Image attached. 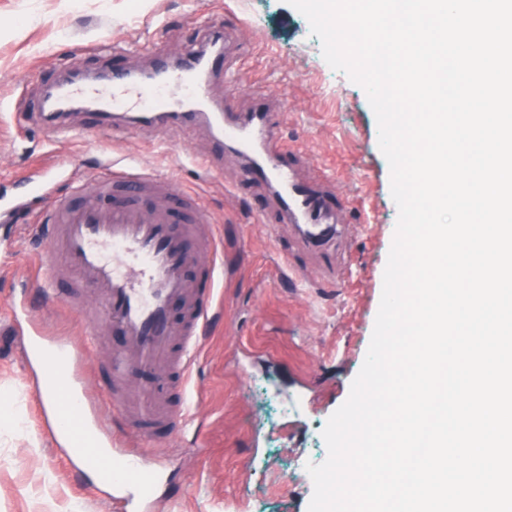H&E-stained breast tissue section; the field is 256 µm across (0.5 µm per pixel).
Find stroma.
Here are the masks:
<instances>
[{
  "mask_svg": "<svg viewBox=\"0 0 512 512\" xmlns=\"http://www.w3.org/2000/svg\"><path fill=\"white\" fill-rule=\"evenodd\" d=\"M224 25L238 30L243 64L219 94L245 108L257 87L271 90L285 104V138L332 170L336 188L369 217L352 228L347 287L307 288L288 276L293 258L319 277L317 257L297 250L287 226L255 223L253 209L271 214L275 206L264 189L237 186L232 153L213 169L198 166L211 155L207 126L94 131L75 111L66 118L73 137L52 143L33 111L47 74L76 59L90 72L104 68L108 54L87 57L83 46L106 32L136 44L131 65L139 68L149 52H179ZM106 152L136 157L200 194L223 242V315L205 331L192 385L200 443L160 430L173 455L157 512H308L313 483L297 464L327 458L322 432L364 362L398 219L365 90L329 66L307 18L287 0H0V197L13 198L19 176L62 158L94 171ZM28 226L22 214L0 224V268L24 265L37 249ZM13 298L0 278V512H112L111 491L75 471L40 430L33 397L16 391L37 373L11 331ZM30 302L48 336L77 338V317L61 298L34 294ZM291 400L300 412L285 411Z\"/></svg>",
  "mask_w": 512,
  "mask_h": 512,
  "instance_id": "35a3bbf8",
  "label": "stroma"
}]
</instances>
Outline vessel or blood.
<instances>
[{"mask_svg": "<svg viewBox=\"0 0 512 512\" xmlns=\"http://www.w3.org/2000/svg\"><path fill=\"white\" fill-rule=\"evenodd\" d=\"M212 41L184 49L176 60L156 55L144 78L122 64L128 43L113 41L111 68L92 74L73 67L67 76L50 78L40 109L66 112L79 105L148 127L172 119L207 125L216 153L229 147L240 157V183L267 189L279 223L295 228L298 245L322 259L324 278L342 280L338 253L350 233L343 221L347 197L300 149L285 145L278 104L258 94L241 112L231 98L215 95V82L234 74L240 48L229 27ZM26 185L25 193L0 206V217L22 211L29 196L53 197L48 220L38 227L45 241L34 259L38 293L55 296L56 267L64 265L74 276L65 305L78 307L83 289L94 288L107 321L123 337L90 393L86 338L97 321L84 322L82 340L57 338L47 347L40 322L29 319L24 354L43 362L33 395L38 405L69 413V457L93 470L122 512H136L139 500L153 499L149 480L163 464L148 451L157 429L165 423L185 431L194 415L191 381L218 288L215 226L196 194L132 160L118 165L108 159L93 174L72 179L68 197H54L42 170L27 175Z\"/></svg>", "mask_w": 512, "mask_h": 512, "instance_id": "obj_1", "label": "vessel or blood"}]
</instances>
